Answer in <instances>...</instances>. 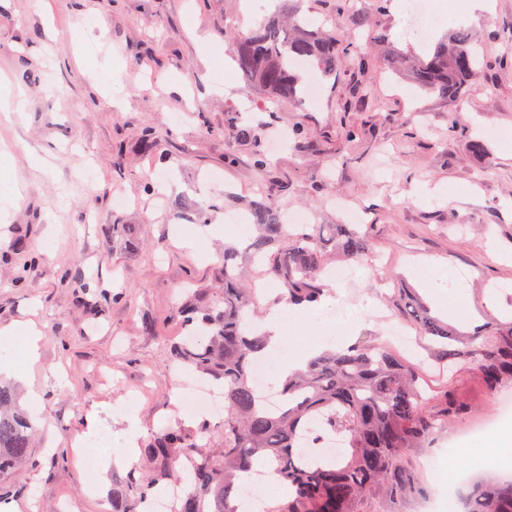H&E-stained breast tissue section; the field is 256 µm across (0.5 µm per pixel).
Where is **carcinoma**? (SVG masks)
<instances>
[{
    "instance_id": "cac0c4a2",
    "label": "carcinoma",
    "mask_w": 512,
    "mask_h": 512,
    "mask_svg": "<svg viewBox=\"0 0 512 512\" xmlns=\"http://www.w3.org/2000/svg\"><path fill=\"white\" fill-rule=\"evenodd\" d=\"M355 38L343 25L310 30L305 18L291 13L240 36L231 51L255 90L294 101L301 79L293 63L334 76L341 46ZM396 63L421 93L461 102L482 57L470 30L460 25L431 55L399 56ZM230 130L251 146L257 170L267 172L270 162L252 118L234 116ZM247 217L257 231L248 247V258L257 265L254 279H272L281 286L280 297L293 305L317 306L327 295L322 274L330 255L360 264L375 257L374 241L359 224H306L290 232L282 206L268 197L249 202ZM241 259L235 246H224L218 286L201 302L187 297L176 311L195 340L171 347L175 361L223 384L224 419L202 424L195 435L172 425L157 434L143 448L155 476L112 485V512H141L159 481L179 479L173 462L180 456L196 464L192 487L174 512H236L241 474L255 472L261 460L288 487L286 499L267 512H401L406 498L423 493L411 468L414 453L473 407L448 390L425 398L420 363L375 336H364L310 358L280 385V407L267 410L256 396L250 366L267 348L269 334L254 320L258 297ZM400 296L402 318L425 342L438 375L466 362L488 394L512 386V315L505 314L490 332L463 334L433 316L410 289ZM32 431V419L17 404L13 388L0 384V471L27 458ZM330 436L342 444L336 454L302 452ZM463 500L462 512H512V480L478 478L468 484Z\"/></svg>"
}]
</instances>
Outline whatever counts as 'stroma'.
<instances>
[{
  "label": "stroma",
  "mask_w": 512,
  "mask_h": 512,
  "mask_svg": "<svg viewBox=\"0 0 512 512\" xmlns=\"http://www.w3.org/2000/svg\"><path fill=\"white\" fill-rule=\"evenodd\" d=\"M266 0H0V78L27 100L22 118L0 120V154L12 171L8 216L0 219V328L41 331L34 365L10 378L23 402H37L28 459L0 473L15 498L10 512H112L113 483L148 474L141 446L179 425L178 391L191 373L169 345L181 332L173 319L186 288L213 287L227 242L242 243L231 224L235 198L263 192L311 223L338 224L337 199L359 204L374 227L375 267L341 283L340 301L396 310L395 291L413 288L434 315L471 331L507 310L512 289V0L491 12L469 0H432L461 16L483 47L481 72L457 104L417 91L387 70L392 50L433 51L446 34L413 25L407 11L378 10L350 0L346 27L371 57L356 69L345 54L339 73L324 76L297 63L318 83L317 103L288 102L255 91L231 55L205 56L204 41L230 45L235 32L257 27ZM385 35L369 41L370 30ZM119 69L115 89L94 83L90 68ZM270 115L258 131L271 150L261 174L250 150L229 133L231 113ZM482 141L484 153L472 150ZM45 158L37 170L31 154ZM109 224L134 225L127 243ZM193 247H184V240ZM434 263L451 279L440 288L415 276ZM107 293L99 313L79 303L77 286ZM458 314H449L448 297ZM156 332H147L145 319ZM333 331L342 342L383 333L379 321L302 331L283 329L280 359L306 352ZM472 413L453 422L414 464L423 496L435 491L429 463L448 474L497 472L492 437L505 414L503 396L485 393L469 366L448 383ZM108 425L122 460L94 481L74 443L89 422Z\"/></svg>",
  "instance_id": "obj_1"
}]
</instances>
